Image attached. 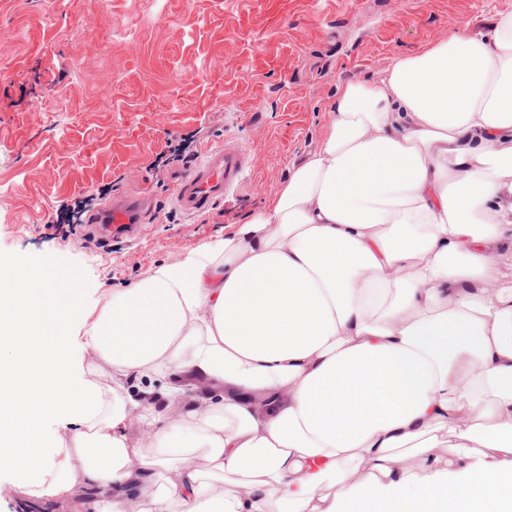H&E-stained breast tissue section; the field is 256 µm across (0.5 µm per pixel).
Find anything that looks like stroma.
Listing matches in <instances>:
<instances>
[{"label":"stroma","instance_id":"35a3bbf8","mask_svg":"<svg viewBox=\"0 0 512 512\" xmlns=\"http://www.w3.org/2000/svg\"><path fill=\"white\" fill-rule=\"evenodd\" d=\"M501 13L512 0H0V264L51 262L100 307L262 209L326 136L339 84ZM228 135L251 172L208 215L179 212L187 167L156 154ZM104 189L154 197L136 239L60 222Z\"/></svg>","mask_w":512,"mask_h":512}]
</instances>
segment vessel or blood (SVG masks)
Instances as JSON below:
<instances>
[{"label": "vessel or blood", "mask_w": 512, "mask_h": 512, "mask_svg": "<svg viewBox=\"0 0 512 512\" xmlns=\"http://www.w3.org/2000/svg\"><path fill=\"white\" fill-rule=\"evenodd\" d=\"M252 165L251 155L236 140L225 139L174 185L172 194L177 207L188 215H207L224 202ZM149 209L148 196L116 194L98 211L89 214L87 221L99 225L102 233L132 239L139 235Z\"/></svg>", "instance_id": "1"}]
</instances>
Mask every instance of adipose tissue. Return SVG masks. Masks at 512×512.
Here are the masks:
<instances>
[{
    "mask_svg": "<svg viewBox=\"0 0 512 512\" xmlns=\"http://www.w3.org/2000/svg\"><path fill=\"white\" fill-rule=\"evenodd\" d=\"M505 248L510 13L339 85L260 211L101 310L56 267L0 268L11 487L66 505L94 485L102 512H447L452 489L512 512ZM176 374L211 392L168 415L150 383ZM134 418L173 457L131 447Z\"/></svg>",
    "mask_w": 512,
    "mask_h": 512,
    "instance_id": "ef3b65f1",
    "label": "adipose tissue"
}]
</instances>
